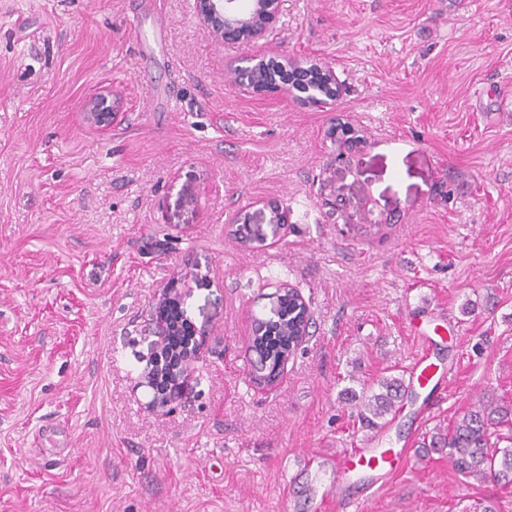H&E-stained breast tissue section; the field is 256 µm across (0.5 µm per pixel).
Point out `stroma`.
<instances>
[{
  "label": "stroma",
  "mask_w": 512,
  "mask_h": 512,
  "mask_svg": "<svg viewBox=\"0 0 512 512\" xmlns=\"http://www.w3.org/2000/svg\"><path fill=\"white\" fill-rule=\"evenodd\" d=\"M259 54L343 92L235 90ZM105 87L101 130L83 105ZM175 279L206 338L155 408L140 379ZM285 285L312 320L267 384L252 329ZM426 337L449 388L403 398L400 471L353 488L366 512H512V485L419 451L479 397L512 404V0H282L234 45L189 0H0V512H351L294 475L359 445L351 391ZM115 100L112 102V90L103 89L86 100L84 112L90 124L98 127L110 126L117 118Z\"/></svg>",
  "instance_id": "stroma-1"
}]
</instances>
